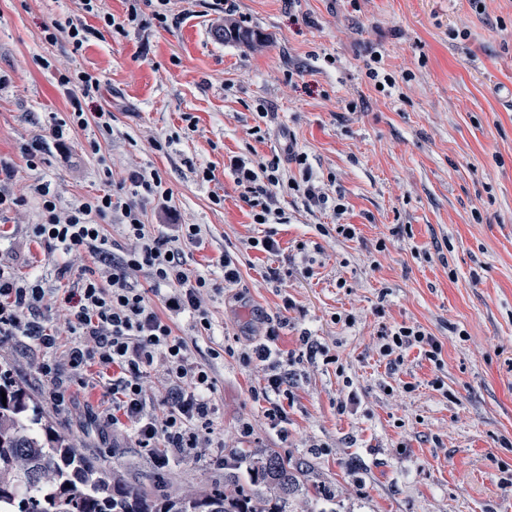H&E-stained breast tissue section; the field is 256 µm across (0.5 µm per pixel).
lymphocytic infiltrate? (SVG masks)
Instances as JSON below:
<instances>
[{
    "mask_svg": "<svg viewBox=\"0 0 512 512\" xmlns=\"http://www.w3.org/2000/svg\"><path fill=\"white\" fill-rule=\"evenodd\" d=\"M236 172L243 199L255 209L254 222L266 225L273 190L283 181L278 162L258 173L241 161ZM17 174L16 165L0 160V211L24 206L28 196H35L40 220L31 225L30 233L50 251L66 255L57 275L75 279L76 286L58 297L46 288L42 276L20 279L12 266L0 262V342L37 341L46 354L39 373L50 398L57 401L65 397L69 373L82 372L94 363L118 368L119 376L103 383L112 401L108 420L130 421L137 446L155 457L159 467L192 455L208 444L213 431L215 380L210 368L198 362L186 341L176 336L172 319L186 314L198 333L212 330L204 297L216 286L185 261L186 248L200 238V225L179 224L169 234L144 223L145 204L168 196L155 171H131L102 195L65 211L47 182L32 184L26 196L7 192ZM107 218L116 220L127 242L121 253H114L101 225ZM88 253L96 257V267L82 264ZM141 272L147 273L149 287L134 285V277ZM55 298L67 313V334L73 340L62 353L57 350V334L45 325L49 302ZM382 338L386 357L416 347L435 361L442 352L441 344L418 326H395L386 329ZM158 365L170 389L163 408L149 412L144 386Z\"/></svg>",
    "mask_w": 512,
    "mask_h": 512,
    "instance_id": "obj_1",
    "label": "lymphocytic infiltrate"
}]
</instances>
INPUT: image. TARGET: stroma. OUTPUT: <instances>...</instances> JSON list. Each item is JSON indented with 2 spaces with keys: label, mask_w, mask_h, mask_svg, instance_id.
Listing matches in <instances>:
<instances>
[{
  "label": "stroma",
  "mask_w": 512,
  "mask_h": 512,
  "mask_svg": "<svg viewBox=\"0 0 512 512\" xmlns=\"http://www.w3.org/2000/svg\"><path fill=\"white\" fill-rule=\"evenodd\" d=\"M72 21L94 30L81 50L46 41ZM230 21L260 47L216 39ZM67 71L99 78L79 107L111 113L112 129L68 130L62 157L50 129L76 107L58 81ZM35 140L31 171L21 147ZM289 145L307 162H288V178L311 173L343 209L278 189L270 255L246 244L261 228L231 162L286 159ZM0 159L19 165L18 186L50 182L64 209L131 170L158 171L171 197L148 204L145 223L200 225L193 270L217 278L221 256L237 257V289L207 299L213 335L174 319L213 372V438L237 462L214 469L221 449H202L171 463L172 488L243 484L263 501L249 467L274 452L298 476L286 512H512V0H97L91 13L81 0H0ZM38 220L33 198L0 214V260L64 287V255L27 234ZM271 267L286 270L284 284L264 280ZM401 324L434 336L440 363L415 348L381 356L382 328ZM266 342L292 361L288 420L276 427L252 392L277 365L238 358ZM44 357L27 339L0 344V366L85 456L152 487L130 423L100 420L97 388L71 385L54 404Z\"/></svg>",
  "instance_id": "obj_1"
}]
</instances>
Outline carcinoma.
Listing matches in <instances>:
<instances>
[{"instance_id": "cac0c4a2", "label": "carcinoma", "mask_w": 512, "mask_h": 512, "mask_svg": "<svg viewBox=\"0 0 512 512\" xmlns=\"http://www.w3.org/2000/svg\"><path fill=\"white\" fill-rule=\"evenodd\" d=\"M218 39L252 46L258 35L226 24ZM0 512H284L279 502L297 485L288 461L271 454L252 467L251 482L264 483L274 496L264 504L239 485L233 491L211 484L173 490L163 474L147 489L125 482L107 461H92L68 437L43 421L39 405L0 370Z\"/></svg>"}]
</instances>
